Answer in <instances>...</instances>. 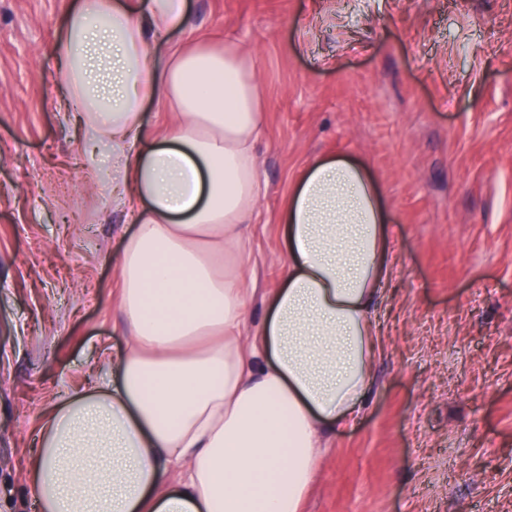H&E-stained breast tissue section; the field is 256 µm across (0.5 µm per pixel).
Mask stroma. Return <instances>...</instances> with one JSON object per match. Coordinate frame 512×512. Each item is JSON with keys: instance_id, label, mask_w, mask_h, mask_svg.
<instances>
[{"instance_id": "1", "label": "stroma", "mask_w": 512, "mask_h": 512, "mask_svg": "<svg viewBox=\"0 0 512 512\" xmlns=\"http://www.w3.org/2000/svg\"><path fill=\"white\" fill-rule=\"evenodd\" d=\"M78 0H0V512L41 416L124 348L129 218L89 172L51 78ZM187 35L258 54L267 184L243 330L285 274L278 222L306 165L359 160L382 194L393 273L366 411L324 437L304 512H512V0H187Z\"/></svg>"}]
</instances>
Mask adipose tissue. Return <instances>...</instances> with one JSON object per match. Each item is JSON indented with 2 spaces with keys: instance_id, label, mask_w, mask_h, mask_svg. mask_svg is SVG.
<instances>
[{
  "instance_id": "adipose-tissue-1",
  "label": "adipose tissue",
  "mask_w": 512,
  "mask_h": 512,
  "mask_svg": "<svg viewBox=\"0 0 512 512\" xmlns=\"http://www.w3.org/2000/svg\"><path fill=\"white\" fill-rule=\"evenodd\" d=\"M188 25L186 0H80L52 43L87 163L136 229L119 266L125 349L49 413L28 466L40 512H301L323 430L349 425L374 383L392 261L361 163L321 158L292 186L285 276L242 335L262 84L230 40L157 58L153 40ZM149 97L172 116L158 134Z\"/></svg>"
}]
</instances>
